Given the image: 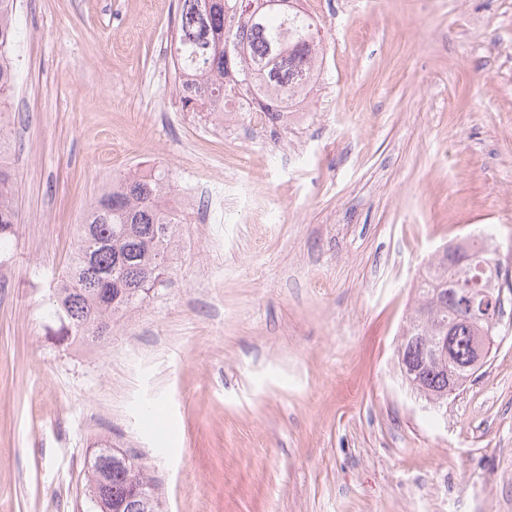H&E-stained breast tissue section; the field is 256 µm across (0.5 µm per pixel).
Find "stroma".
I'll list each match as a JSON object with an SVG mask.
<instances>
[{
	"mask_svg": "<svg viewBox=\"0 0 512 512\" xmlns=\"http://www.w3.org/2000/svg\"><path fill=\"white\" fill-rule=\"evenodd\" d=\"M323 74L286 151L183 110L177 0H18L16 245L0 265V512H92L90 448L146 466L161 512H512V304L433 407L397 347L420 275L485 229L512 271V0H300ZM223 189L107 342L43 315L113 177Z\"/></svg>",
	"mask_w": 512,
	"mask_h": 512,
	"instance_id": "stroma-1",
	"label": "stroma"
}]
</instances>
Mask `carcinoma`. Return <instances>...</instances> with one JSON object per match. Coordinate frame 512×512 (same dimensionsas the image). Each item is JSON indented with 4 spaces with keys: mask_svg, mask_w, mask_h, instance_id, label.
Listing matches in <instances>:
<instances>
[{
    "mask_svg": "<svg viewBox=\"0 0 512 512\" xmlns=\"http://www.w3.org/2000/svg\"><path fill=\"white\" fill-rule=\"evenodd\" d=\"M17 0H0V48L15 38L13 15ZM172 66L191 70L199 80L185 85L181 100L190 112L224 110L227 89L242 90L283 104L310 79L323 59L321 27L295 7V0H178ZM16 89L14 68L0 61V259L6 257L17 232L14 206L16 145L6 129L8 102ZM170 183L165 171L124 175L95 196L78 225L68 268L57 278L46 316L72 337L99 346L112 328L138 308L168 275V261L185 223L168 206ZM489 260V283L501 277L500 261L485 250L456 246L448 257H434L417 285L419 305L404 335L409 337L398 360L401 375L431 402L448 400V387L461 390L481 367L469 366L471 331L458 328L455 362L442 366L430 360L426 343L450 324L461 303L444 282L470 257ZM88 484L105 483L107 495L98 512H159L153 484L135 458L112 450V472L90 463Z\"/></svg>",
    "mask_w": 512,
    "mask_h": 512,
    "instance_id": "carcinoma-1",
    "label": "carcinoma"
}]
</instances>
